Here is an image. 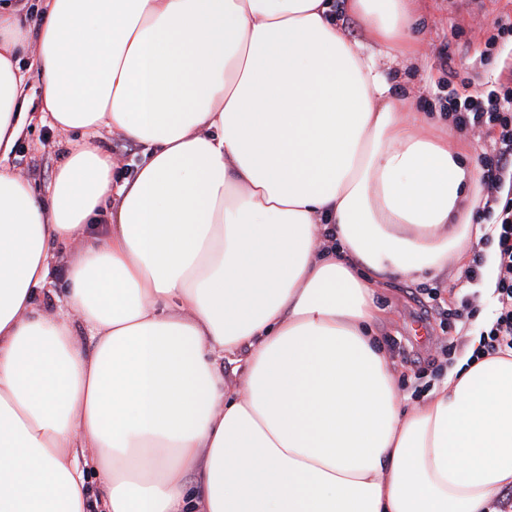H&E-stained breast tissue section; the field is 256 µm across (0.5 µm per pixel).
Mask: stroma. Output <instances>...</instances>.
I'll return each mask as SVG.
<instances>
[{
    "label": "stroma",
    "mask_w": 512,
    "mask_h": 512,
    "mask_svg": "<svg viewBox=\"0 0 512 512\" xmlns=\"http://www.w3.org/2000/svg\"><path fill=\"white\" fill-rule=\"evenodd\" d=\"M422 12L423 57L412 63L399 59L385 64L384 70L389 80L414 101L417 111L435 118L442 132L453 136L457 130L441 105L449 87L462 91L489 81L512 82V56H481L485 41L494 32V19L506 13L512 15V0H425ZM24 95L32 119L26 122L14 151L0 161V166L42 192L66 158L70 138L39 121L43 91L38 79L29 80ZM96 141L112 154L115 181L133 174L143 159L139 144H126L123 136L109 129H100ZM472 259L473 252L467 249L460 259L449 263L447 271L434 282L440 290L438 300H430L423 285L410 282L392 283L379 292L386 314L377 330L392 345V355L401 366L398 382L406 395L428 391L444 374L441 313L448 305L464 296L472 301V314L457 337L461 348L495 318L496 299L485 298L481 291L471 288L464 275Z\"/></svg>",
    "instance_id": "1"
}]
</instances>
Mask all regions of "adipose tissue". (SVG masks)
I'll return each mask as SVG.
<instances>
[{
    "label": "adipose tissue",
    "mask_w": 512,
    "mask_h": 512,
    "mask_svg": "<svg viewBox=\"0 0 512 512\" xmlns=\"http://www.w3.org/2000/svg\"><path fill=\"white\" fill-rule=\"evenodd\" d=\"M413 3L347 0L360 44L331 0H0V158L32 74L40 121L84 138L46 194L0 167V512H488L512 488V351L471 337L410 404L374 335L384 281L483 235L482 170L375 62L421 57ZM103 126L142 145L132 178Z\"/></svg>",
    "instance_id": "ef3b65f1"
}]
</instances>
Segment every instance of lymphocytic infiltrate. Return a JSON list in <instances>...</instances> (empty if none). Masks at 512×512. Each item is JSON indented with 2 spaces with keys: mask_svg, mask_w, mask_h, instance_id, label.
<instances>
[{
  "mask_svg": "<svg viewBox=\"0 0 512 512\" xmlns=\"http://www.w3.org/2000/svg\"><path fill=\"white\" fill-rule=\"evenodd\" d=\"M448 115L456 129L477 134L489 148L480 157L486 213L495 215L494 237L499 266L496 283V318L475 357L512 350V198L503 199L507 182L512 181V86L502 83L461 93L449 88Z\"/></svg>",
  "mask_w": 512,
  "mask_h": 512,
  "instance_id": "obj_1",
  "label": "lymphocytic infiltrate"
}]
</instances>
